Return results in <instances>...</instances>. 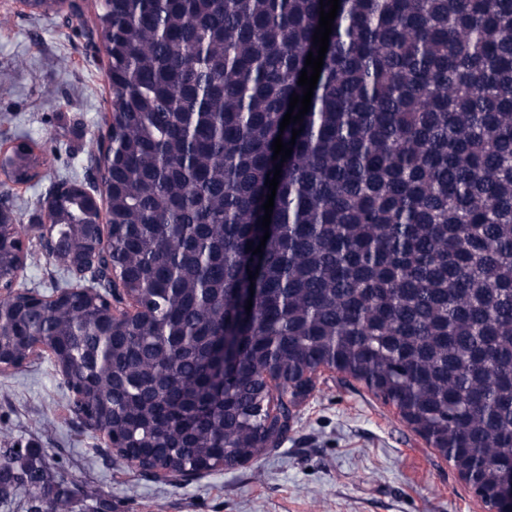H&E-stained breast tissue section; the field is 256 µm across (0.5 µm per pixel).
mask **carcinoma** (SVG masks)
Here are the masks:
<instances>
[{
  "instance_id": "carcinoma-1",
  "label": "carcinoma",
  "mask_w": 512,
  "mask_h": 512,
  "mask_svg": "<svg viewBox=\"0 0 512 512\" xmlns=\"http://www.w3.org/2000/svg\"><path fill=\"white\" fill-rule=\"evenodd\" d=\"M65 2L32 12L81 10ZM322 9L99 0L104 195L57 196L39 238L83 251L99 224L103 244L63 268L65 302L0 296V358L18 368L45 342L82 393L75 413L121 441L119 458L189 477L285 437L288 387L334 366L403 411L491 508L512 468V0H340L310 111L282 131ZM279 135L295 141L284 162ZM17 141L4 175L33 183L46 160ZM20 240L0 227L6 284ZM226 336L237 362L218 394ZM21 492L26 512H69L38 453L9 448L0 503Z\"/></svg>"
}]
</instances>
